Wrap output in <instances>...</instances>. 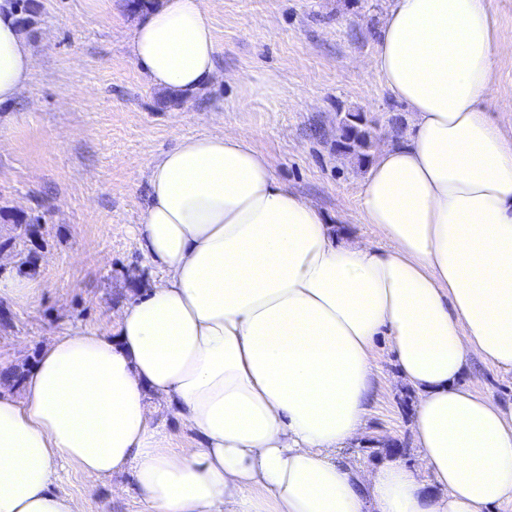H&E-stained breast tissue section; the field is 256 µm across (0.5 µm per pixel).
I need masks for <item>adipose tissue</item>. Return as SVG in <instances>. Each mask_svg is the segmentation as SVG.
Here are the masks:
<instances>
[{"instance_id":"ef3b65f1","label":"adipose tissue","mask_w":512,"mask_h":512,"mask_svg":"<svg viewBox=\"0 0 512 512\" xmlns=\"http://www.w3.org/2000/svg\"><path fill=\"white\" fill-rule=\"evenodd\" d=\"M491 0H390L370 68L408 114L384 139L359 221L339 238L247 133L180 138L148 164L137 241L160 284L113 333L43 347L22 397L0 392V512H83L90 481L132 470L145 512H512V408L460 384L471 358L512 371V135L481 106L505 51ZM130 51L180 95L218 75L210 0H159ZM34 68L0 0V103ZM418 394L413 437L436 484L397 458L344 457L374 392L378 342ZM174 405L198 436L155 422Z\"/></svg>"}]
</instances>
